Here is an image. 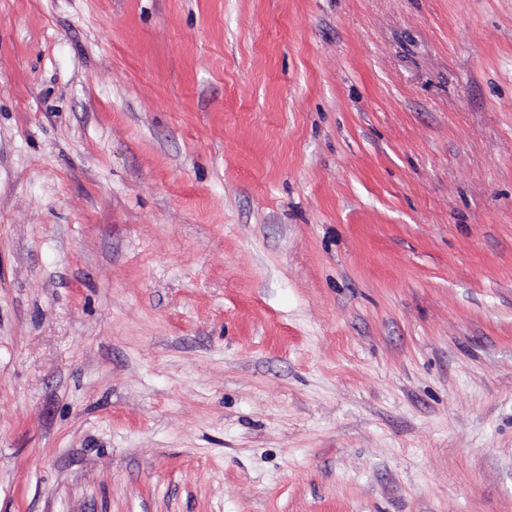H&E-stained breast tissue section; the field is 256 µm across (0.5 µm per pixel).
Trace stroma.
Wrapping results in <instances>:
<instances>
[{
	"label": "stroma",
	"mask_w": 512,
	"mask_h": 512,
	"mask_svg": "<svg viewBox=\"0 0 512 512\" xmlns=\"http://www.w3.org/2000/svg\"><path fill=\"white\" fill-rule=\"evenodd\" d=\"M0 512H512V0H0Z\"/></svg>",
	"instance_id": "obj_1"
}]
</instances>
